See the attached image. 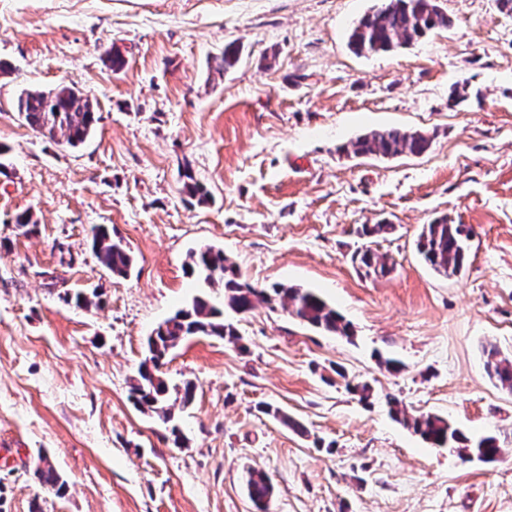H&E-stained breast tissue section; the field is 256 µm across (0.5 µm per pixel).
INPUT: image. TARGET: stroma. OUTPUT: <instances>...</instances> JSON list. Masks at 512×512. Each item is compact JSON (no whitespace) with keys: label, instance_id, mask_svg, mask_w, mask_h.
<instances>
[{"label":"stroma","instance_id":"1","mask_svg":"<svg viewBox=\"0 0 512 512\" xmlns=\"http://www.w3.org/2000/svg\"><path fill=\"white\" fill-rule=\"evenodd\" d=\"M380 0H0V512H254L249 470L265 472L269 512H512V392L483 348L512 358V12L496 0H440L448 27L392 53L359 56L350 28ZM241 50L221 71L227 44ZM123 70L105 62L111 48ZM464 101L449 105L455 83ZM73 86L99 121L78 148L34 134L21 90ZM432 136L419 156L354 157L360 134ZM191 170L210 191L182 193ZM30 212L36 234L14 219ZM469 228L458 276L419 257L424 224ZM393 233L369 242L364 224ZM97 224L134 257L101 265ZM212 245L242 280L317 290L353 325L346 339L260 305L241 346L197 336L167 358L191 381L186 440L138 411L129 390L152 330L200 293L190 250ZM389 254L374 279L353 255ZM69 251L73 263L61 260ZM96 292L98 307L65 291ZM399 359L391 373L380 357ZM369 383L361 402L347 379ZM447 417L502 442L465 462L392 420ZM287 412L299 435L263 414ZM48 453L68 488L32 476Z\"/></svg>","mask_w":512,"mask_h":512}]
</instances>
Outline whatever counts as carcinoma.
I'll use <instances>...</instances> for the list:
<instances>
[{"instance_id":"obj_1","label":"carcinoma","mask_w":512,"mask_h":512,"mask_svg":"<svg viewBox=\"0 0 512 512\" xmlns=\"http://www.w3.org/2000/svg\"><path fill=\"white\" fill-rule=\"evenodd\" d=\"M446 27L448 16L438 0H385L355 23L349 34V46L357 55L387 53L425 37L434 29ZM15 111L19 120L34 132L71 148L84 144L98 121L90 99L69 86L50 91L24 89L16 99ZM430 147L431 137L421 131L389 127L372 129L358 136L347 151L355 156L394 158L419 156ZM182 178L184 194L200 204L208 201V189L191 171H184ZM469 239L470 230L464 225L450 224L448 217L440 216L423 225L416 248L434 272L445 277L457 276L466 268ZM92 250L112 274L119 277L130 274L133 256L121 241L113 239L109 225L93 227ZM355 260L368 276L385 277L394 266L391 257L369 246L359 251ZM188 269L189 275L205 287L224 289V298L217 304L207 294L197 295L190 305L159 324L148 337L147 355L130 386L138 409L169 426L177 444L182 441V431L173 404L169 403V387L160 368L174 349L192 337H216L239 344V330L226 319V313L245 315L265 304L271 309L282 308L290 317L319 332L347 339L354 335L351 324L312 289L278 283L258 288L242 281L236 264L222 249L206 246L190 251ZM483 354L488 375L511 391L512 360L501 356L492 344L484 347ZM386 403L392 418L435 447L451 446L464 458L483 463L496 461L501 453L499 439L494 435L471 437L442 416L409 415L394 397L388 398ZM263 412L300 435L307 433L303 424L278 408L267 406ZM33 477L48 491L57 495L66 492V481L53 464L35 468ZM247 494L259 512H267L273 486L264 473L252 470L248 472Z\"/></svg>"}]
</instances>
